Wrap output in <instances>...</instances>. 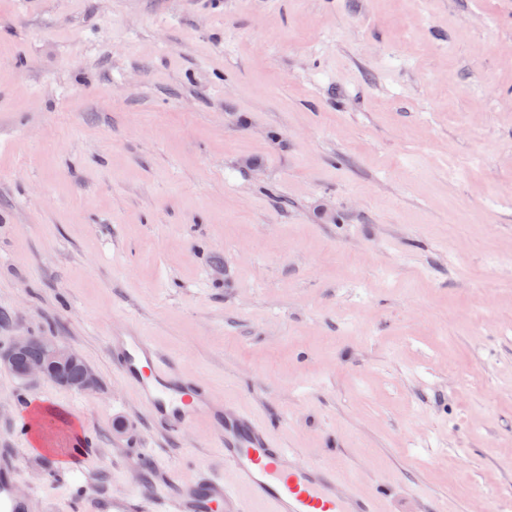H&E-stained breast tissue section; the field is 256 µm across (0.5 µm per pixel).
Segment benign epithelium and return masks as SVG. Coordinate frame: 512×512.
Wrapping results in <instances>:
<instances>
[{
  "label": "benign epithelium",
  "instance_id": "1",
  "mask_svg": "<svg viewBox=\"0 0 512 512\" xmlns=\"http://www.w3.org/2000/svg\"><path fill=\"white\" fill-rule=\"evenodd\" d=\"M34 340L35 337L28 334L15 337L7 349L0 351V370H6L26 383L49 379L82 392L95 388L96 379L89 371L77 380L69 376L70 367L76 363V354L54 337L45 339V351L41 358L21 360Z\"/></svg>",
  "mask_w": 512,
  "mask_h": 512
}]
</instances>
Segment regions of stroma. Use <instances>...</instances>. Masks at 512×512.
Wrapping results in <instances>:
<instances>
[{
    "label": "stroma",
    "mask_w": 512,
    "mask_h": 512,
    "mask_svg": "<svg viewBox=\"0 0 512 512\" xmlns=\"http://www.w3.org/2000/svg\"><path fill=\"white\" fill-rule=\"evenodd\" d=\"M138 328L388 512L512 491V0H0V371L24 512L224 475L112 369ZM44 337L46 336L34 337L28 334L16 336L7 349L0 351V370H6L26 383L49 379L78 391L87 392L93 390L96 386V379L90 371L83 373L87 369L85 363L79 357L76 363V354L60 344L55 337H47L45 339L44 351L42 344ZM32 343L33 345L24 356ZM41 355L43 356L37 360L20 361V358L23 356L29 359ZM75 363L72 375L78 377L83 373L82 377L78 380L72 379L68 374L70 367Z\"/></svg>",
    "instance_id": "stroma-1"
}]
</instances>
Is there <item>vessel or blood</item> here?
I'll return each mask as SVG.
<instances>
[{
	"label": "vessel or blood",
	"instance_id": "b4317fda",
	"mask_svg": "<svg viewBox=\"0 0 512 512\" xmlns=\"http://www.w3.org/2000/svg\"><path fill=\"white\" fill-rule=\"evenodd\" d=\"M115 371L172 434L208 423L218 434L230 480L201 478L159 497L150 512H383L373 494L341 489L338 469L303 462L231 402L198 388L138 334L112 337Z\"/></svg>",
	"mask_w": 512,
	"mask_h": 512
}]
</instances>
